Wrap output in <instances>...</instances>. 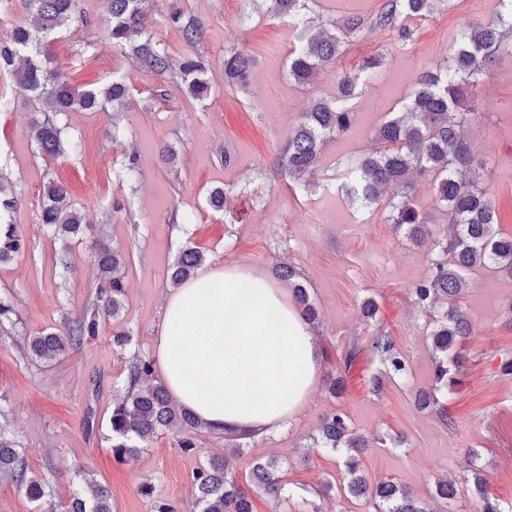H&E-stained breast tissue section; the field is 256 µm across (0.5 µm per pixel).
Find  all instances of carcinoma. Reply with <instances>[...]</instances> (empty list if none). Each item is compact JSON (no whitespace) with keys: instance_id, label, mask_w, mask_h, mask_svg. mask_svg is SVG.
<instances>
[{"instance_id":"1","label":"carcinoma","mask_w":512,"mask_h":512,"mask_svg":"<svg viewBox=\"0 0 512 512\" xmlns=\"http://www.w3.org/2000/svg\"><path fill=\"white\" fill-rule=\"evenodd\" d=\"M30 20L15 26L6 41H0V71L12 74L15 84L44 103V118L35 123V138L42 153L58 156L76 151L77 143L63 140V128L57 116L77 109L101 110L108 104L121 105L128 96L126 85L114 80L100 90H85L47 65L48 41L68 19L74 0H23ZM274 18L292 21L295 41L288 55V76L296 84H315L319 70L338 61L349 39L367 29L389 30L404 45L412 41L411 22L421 20L435 9L437 0H385L373 15H350L329 25L307 18L312 0H268ZM147 0H108L112 26L108 37L112 44L132 58L141 68L159 76L173 72L171 56L165 46L150 33ZM168 22L181 32L188 43L203 37L204 25L182 10L169 13ZM512 52V0H498L496 15L485 24H468L456 38L455 48L436 70L419 76L416 87L402 104V111L383 123L374 134L376 148L349 162L341 188L365 207L384 208L387 221L415 243L429 248L432 259L428 275L414 285V303L429 313L434 351L435 385L419 393L416 403L430 410L446 427L453 421L441 401L457 384L455 375L460 355L457 346L474 332L462 305L469 289L468 273L475 267L494 265L512 273V238L501 236L496 208L478 188L475 149L462 134L472 108L469 106L481 76L497 53ZM384 55L370 56L355 71H342L337 77L336 96L315 97L310 108L299 114L295 127L278 157L280 169L288 178L308 189L325 143L334 135L349 130L355 112L350 101L357 90L376 73ZM255 67L254 57L246 50L224 52V85L245 89ZM176 77L188 92L200 96L208 89L204 63L187 57L179 65ZM432 177L437 186L436 207L448 216V223L432 228L413 195V179ZM0 187V263L25 248L18 225L4 214L14 208L15 200L1 198ZM67 188L49 181L40 205V221L63 239L77 237L83 228L82 214L67 203ZM215 212L230 207V194L215 188L208 197ZM98 282L94 296L83 314L66 323L65 331L48 329L27 339V349L39 361L59 362L81 347L86 339L99 334L102 319L117 320L124 308V270L122 254L106 245L95 254ZM206 262L198 248L186 247L170 267V280L177 287L192 278ZM274 275L288 282L303 317L311 325L318 321L317 308L307 288L297 279L294 268L282 264ZM371 351L395 375L406 373V362L393 337L381 333L371 342ZM357 342L348 344L339 355L336 371L329 379L328 391L336 396L360 357ZM112 454L134 460L158 432L175 431L184 451L196 448L197 434L208 427L178 406L162 379L155 375L153 360L140 353L127 358L126 381L122 394L112 400L109 418ZM315 448H343L347 452L342 485L326 481L316 491L320 498L345 493L371 500L375 512H434L428 504L391 481L370 483L360 472L357 453L366 448L365 440L350 426L342 411H331L321 419ZM0 473L8 474L28 501L48 504L49 512H112L107 488L96 486L92 497L74 496L67 505L56 506L50 500V484L29 475L14 437L0 428ZM193 512H253L251 495L238 485L233 475L231 456L212 455L190 478ZM252 486L275 504L285 499L286 481L277 460L260 458L252 469ZM431 498L451 501L475 498L478 512H503L499 499L490 492L481 467L473 468L472 485L461 486L447 478L434 483Z\"/></svg>"}]
</instances>
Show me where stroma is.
Here are the masks:
<instances>
[{
	"label": "stroma",
	"instance_id": "obj_1",
	"mask_svg": "<svg viewBox=\"0 0 512 512\" xmlns=\"http://www.w3.org/2000/svg\"><path fill=\"white\" fill-rule=\"evenodd\" d=\"M496 0H442L435 13L417 22L412 42L393 55L386 30H366L351 38L336 64L322 71L314 91L288 77L293 31L271 18L263 0H150L155 38L173 61L204 62L209 88L190 96L180 79L143 71L126 58L106 33L107 0H75V18L49 45L50 66L80 88H100L120 80L127 103L109 112L76 110L60 116L65 136L78 152L52 158L41 153L31 126L42 105L0 72V175L17 200L10 219L27 244L13 260L0 263V294L15 298L17 322L0 326V426L14 435L31 473L46 479L52 501L67 502L73 492L90 496L108 487L113 512H152L155 502L178 512L191 506L190 476L207 456L224 454V437L205 432L197 447L182 451L174 432L164 430L131 462L112 454L109 416L112 400L126 377L129 351L154 356L155 329L168 271L186 246L204 251L211 264L243 263L270 274L281 262L294 266L319 316L320 348L339 355L351 340L364 350L341 397L317 384L309 403L287 431L247 439L232 466L239 484L250 488L255 457L271 456L286 468L289 499L277 507L252 490L254 512H308L314 489L341 477L345 456L313 448L320 419L343 411L355 432L367 440L359 467L370 481L396 479L427 497L436 479L465 481L471 475L470 450H478L492 493L512 507V375L501 365L512 360V275L492 266L475 268L463 306L474 333L460 346L458 384L449 393L451 427H444L414 405L417 392L433 383L435 363L429 317L413 301V286L430 269L428 251L386 220L383 208H366L345 192L289 187L275 157L308 109L314 94L336 92V72L354 71L370 56L385 54L375 76L360 86L355 121L330 139L320 157L323 177L369 150L373 133L399 110L417 76L433 70L453 50L461 22L492 20ZM176 8L200 19L204 37L187 43L170 25ZM248 50L257 65L247 90L224 84V52ZM466 138L485 165L481 188L494 203L503 235L512 237V54H498L483 75ZM176 152L167 163L163 148ZM231 161H224V154ZM134 176H127L128 162ZM63 183L70 205L87 224L70 244L38 221L48 181ZM232 189L229 213L213 211L208 194ZM125 256V308L118 320H103L98 336L63 361L31 359L28 336L62 328L77 316L96 281L99 245ZM69 274H62L60 255ZM378 304L375 320L364 318L366 299ZM128 329L129 349L113 345L116 327ZM388 333L404 356L407 373H386L367 345ZM381 377L380 392L370 390ZM95 412L94 432L84 426ZM84 474H76V465ZM153 488L144 496L142 485Z\"/></svg>",
	"mask_w": 512,
	"mask_h": 512
}]
</instances>
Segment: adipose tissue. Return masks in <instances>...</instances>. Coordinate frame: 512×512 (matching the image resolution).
<instances>
[{
    "label": "adipose tissue",
    "mask_w": 512,
    "mask_h": 512,
    "mask_svg": "<svg viewBox=\"0 0 512 512\" xmlns=\"http://www.w3.org/2000/svg\"><path fill=\"white\" fill-rule=\"evenodd\" d=\"M156 358L178 405L217 433L288 429L321 373L315 331L288 291L215 264L165 297Z\"/></svg>",
    "instance_id": "adipose-tissue-1"
}]
</instances>
